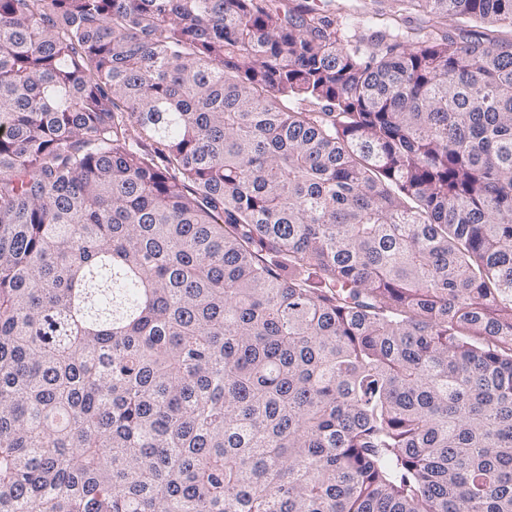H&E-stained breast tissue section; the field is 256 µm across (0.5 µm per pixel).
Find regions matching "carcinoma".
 Segmentation results:
<instances>
[{
	"label": "carcinoma",
	"instance_id": "obj_1",
	"mask_svg": "<svg viewBox=\"0 0 512 512\" xmlns=\"http://www.w3.org/2000/svg\"><path fill=\"white\" fill-rule=\"evenodd\" d=\"M350 2L0 0V512H512V0Z\"/></svg>",
	"mask_w": 512,
	"mask_h": 512
}]
</instances>
